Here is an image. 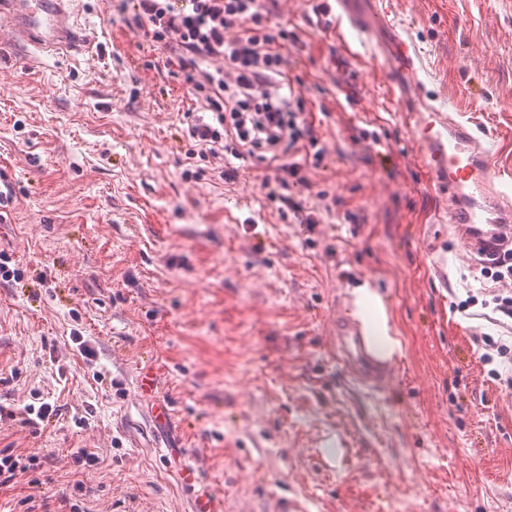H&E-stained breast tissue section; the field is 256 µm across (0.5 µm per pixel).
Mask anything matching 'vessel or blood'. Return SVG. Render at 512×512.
Listing matches in <instances>:
<instances>
[{
  "label": "vessel or blood",
  "instance_id": "vessel-or-blood-1",
  "mask_svg": "<svg viewBox=\"0 0 512 512\" xmlns=\"http://www.w3.org/2000/svg\"><path fill=\"white\" fill-rule=\"evenodd\" d=\"M352 0H328L329 12L346 21L348 32L363 39L362 28L351 11ZM70 0H0V24L10 30L15 44L32 52L56 54L83 50L84 28L76 25L69 11ZM383 55L394 70L410 78L409 87L398 88V96L422 93L426 87L425 66L417 47L408 37L395 35ZM418 157L424 173L452 201L448 221L454 224L470 253L490 261L512 245V198L495 190L493 152L488 135L454 119L447 103L433 101L410 113ZM337 343L343 359L354 371L376 382L387 372L369 354L366 339L356 325L343 322Z\"/></svg>",
  "mask_w": 512,
  "mask_h": 512
}]
</instances>
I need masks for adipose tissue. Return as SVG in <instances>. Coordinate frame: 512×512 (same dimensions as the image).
Listing matches in <instances>:
<instances>
[{"label": "adipose tissue", "instance_id": "obj_1", "mask_svg": "<svg viewBox=\"0 0 512 512\" xmlns=\"http://www.w3.org/2000/svg\"><path fill=\"white\" fill-rule=\"evenodd\" d=\"M352 295L353 314L363 325L369 351L377 360H391L401 345L392 334L383 300L366 282L355 286Z\"/></svg>", "mask_w": 512, "mask_h": 512}]
</instances>
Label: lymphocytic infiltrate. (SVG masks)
<instances>
[{"instance_id": "1", "label": "lymphocytic infiltrate", "mask_w": 512, "mask_h": 512, "mask_svg": "<svg viewBox=\"0 0 512 512\" xmlns=\"http://www.w3.org/2000/svg\"><path fill=\"white\" fill-rule=\"evenodd\" d=\"M137 31L177 55L186 81L203 93L209 120L192 125L199 158L227 151L271 162L262 186L270 202L304 224L315 211L293 192L306 186L302 169L324 150L301 102L287 94L285 31L273 30L260 0H131ZM237 29L226 39L227 29Z\"/></svg>"}]
</instances>
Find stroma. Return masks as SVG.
<instances>
[{
    "label": "stroma",
    "instance_id": "35a3bbf8",
    "mask_svg": "<svg viewBox=\"0 0 512 512\" xmlns=\"http://www.w3.org/2000/svg\"><path fill=\"white\" fill-rule=\"evenodd\" d=\"M320 0H263L287 30L288 80L325 149L307 201L282 217L263 165L199 162L185 113L203 115L176 58L131 26L129 0H74L89 49L35 59L0 27V167L17 177L0 252V404L40 393L38 427L0 423V448L40 457L35 512H512V364L481 356L512 337L429 185L388 61L336 46ZM442 96L491 133L512 173V0H389ZM370 280L401 353L369 387L336 348V317ZM95 352L84 358L75 336ZM103 373L95 381L94 373ZM170 407L155 423L158 404ZM88 416L87 427L74 420ZM86 448L99 462L74 463ZM197 477H182L184 461ZM32 398L34 400H39V402H34V403H40V405L36 408L34 403H29L24 407V412L27 415V418L23 419L24 424L36 426V425H39L37 420L44 422V421H48L50 419V417H53V416L55 417L58 414L59 415L62 414V412H61L62 405H54L53 406L49 402L42 401L45 399L42 398V396H40L37 393H34V395H32ZM33 415H35V418L30 417Z\"/></svg>",
    "mask_w": 512,
    "mask_h": 512
}]
</instances>
